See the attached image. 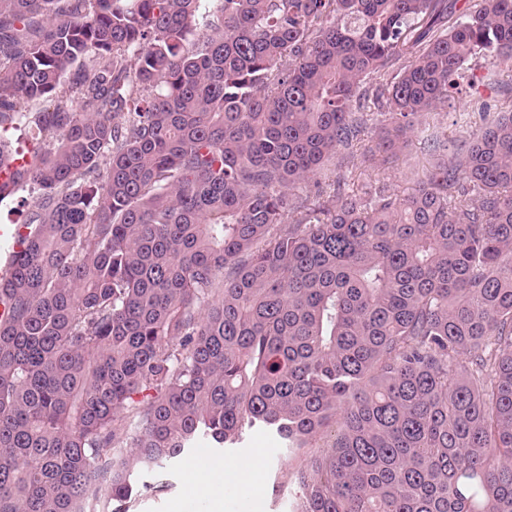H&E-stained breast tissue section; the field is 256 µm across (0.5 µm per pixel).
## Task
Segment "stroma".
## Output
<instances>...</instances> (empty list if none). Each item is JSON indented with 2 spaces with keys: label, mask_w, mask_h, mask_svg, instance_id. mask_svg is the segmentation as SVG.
<instances>
[{
  "label": "stroma",
  "mask_w": 512,
  "mask_h": 512,
  "mask_svg": "<svg viewBox=\"0 0 512 512\" xmlns=\"http://www.w3.org/2000/svg\"><path fill=\"white\" fill-rule=\"evenodd\" d=\"M477 87L470 91L473 99L496 104L498 111L512 109V100L500 93L503 84L512 82V65L497 64L480 71ZM380 113L369 116L366 135L357 148V154L345 168L351 188L364 192L376 182L392 183L397 191H406L411 185L410 173L425 164L429 158L427 130L418 128L411 133L408 145L397 158L389 161H365L364 152L372 146L381 125ZM264 449L263 457H256L257 449ZM202 459L217 460L234 465L258 463L262 490L253 496L242 492L234 482L224 485V512H292L299 497L289 483V474L296 465V458L289 456L281 443L272 435L252 429L246 431L239 447L220 451L206 444H199L180 460L145 473L141 494L133 502L130 512H176L178 504H186V512H207L206 500L196 499L186 503V479L191 464Z\"/></svg>",
  "instance_id": "1"
}]
</instances>
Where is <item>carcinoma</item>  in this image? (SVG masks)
I'll return each instance as SVG.
<instances>
[{
    "instance_id": "1",
    "label": "carcinoma",
    "mask_w": 512,
    "mask_h": 512,
    "mask_svg": "<svg viewBox=\"0 0 512 512\" xmlns=\"http://www.w3.org/2000/svg\"><path fill=\"white\" fill-rule=\"evenodd\" d=\"M476 59L512 61V0H0V202L32 195L0 512H129L247 429L295 512H512V113L404 195L322 168L370 102L396 154Z\"/></svg>"
}]
</instances>
